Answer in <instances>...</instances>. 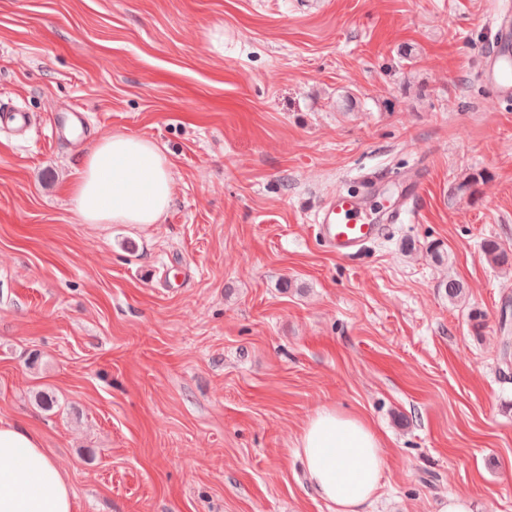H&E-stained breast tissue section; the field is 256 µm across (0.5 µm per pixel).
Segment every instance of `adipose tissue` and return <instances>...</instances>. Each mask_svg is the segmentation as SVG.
<instances>
[{
  "label": "adipose tissue",
  "mask_w": 512,
  "mask_h": 512,
  "mask_svg": "<svg viewBox=\"0 0 512 512\" xmlns=\"http://www.w3.org/2000/svg\"><path fill=\"white\" fill-rule=\"evenodd\" d=\"M85 224H157L174 194L172 165L151 139L115 133L83 153L70 186ZM307 480L333 512H364L386 466L369 422L324 407L305 423L297 450ZM0 512H73L70 489L38 434L0 419Z\"/></svg>",
  "instance_id": "adipose-tissue-1"
}]
</instances>
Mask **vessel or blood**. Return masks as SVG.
Returning <instances> with one entry per match:
<instances>
[{
  "instance_id": "vessel-or-blood-1",
  "label": "vessel or blood",
  "mask_w": 512,
  "mask_h": 512,
  "mask_svg": "<svg viewBox=\"0 0 512 512\" xmlns=\"http://www.w3.org/2000/svg\"><path fill=\"white\" fill-rule=\"evenodd\" d=\"M493 51L488 56L480 78L495 99L512 101V11L498 13L493 22ZM31 126L30 115L12 103L0 101V129L25 135ZM406 191L391 204L382 207L376 216L364 210L367 199L375 194L372 177L363 176L355 192H339L327 199L314 222L323 245L339 257H347L379 239L389 224L402 222L415 200L421 195L424 177L414 169L405 177Z\"/></svg>"
}]
</instances>
